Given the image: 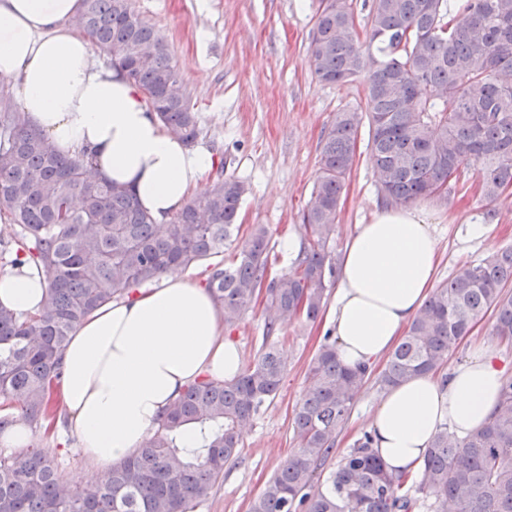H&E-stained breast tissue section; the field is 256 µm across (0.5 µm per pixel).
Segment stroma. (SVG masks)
<instances>
[{
  "instance_id": "obj_1",
  "label": "stroma",
  "mask_w": 512,
  "mask_h": 512,
  "mask_svg": "<svg viewBox=\"0 0 512 512\" xmlns=\"http://www.w3.org/2000/svg\"><path fill=\"white\" fill-rule=\"evenodd\" d=\"M318 0H133L134 8L167 38L198 117L197 146L208 150L223 173L245 185L238 212L242 231L266 225L278 261L271 273L291 271L296 251L286 240L302 242L301 214L313 190L320 145L336 113L364 111L363 78L342 85L319 82L308 59L309 34ZM382 201L368 146L360 128L354 164L340 198L336 231L328 243L341 258L357 225L367 223ZM437 240L439 264L435 284L501 248L512 247V188L497 201L483 200L475 183L452 192L447 200L424 203ZM494 209L490 237L471 241L467 225L482 223ZM269 312L257 300L229 326L228 336L251 362L263 338H271L287 359L279 393L242 428L239 452L224 466V480L196 512H249L266 482L290 456L297 439L295 408L311 387L309 370L327 334L325 317L279 322L267 333ZM484 342L512 361V343L494 334L485 316L448 357V365L466 360L473 344ZM382 391L368 381L359 393L348 423L336 439L325 467L334 469L356 440L369 430L370 414ZM42 447L54 449L62 476L74 472L95 478L97 469L83 455L70 423L37 431Z\"/></svg>"
}]
</instances>
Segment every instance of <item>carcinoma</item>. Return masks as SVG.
Wrapping results in <instances>:
<instances>
[{
	"label": "carcinoma",
	"instance_id": "1",
	"mask_svg": "<svg viewBox=\"0 0 512 512\" xmlns=\"http://www.w3.org/2000/svg\"><path fill=\"white\" fill-rule=\"evenodd\" d=\"M353 0H319L308 52L329 85L365 78L363 112H338L322 141L319 175L302 212L306 241L293 269L267 280L268 229L257 224L234 257L209 265L206 287L233 323L259 296L279 321H314L336 275L327 243L351 173L355 141L368 120L379 192L394 205L448 197L475 170L484 199L512 186V0H372L366 40ZM73 26L120 63L158 119L189 146L198 118L169 45L132 0H83ZM88 156L63 157L32 129L0 86V213L19 227L15 261L46 270L43 309L26 318L0 305V432L15 416L51 430L62 353L77 323L100 306L224 256L238 240L245 185L218 174L162 230L125 189L88 175ZM512 247L469 264L441 284L377 375L386 389L437 371L487 313L495 335L512 340ZM286 361L272 343L231 382L188 385L137 452L73 489L56 454L32 445L0 451V512H195L224 479L241 423L274 398ZM373 368L341 365L327 337L313 359L312 390L295 409L298 448L253 500L251 512H512V378L493 420L464 437L444 427L421 465L423 484L391 474L364 433L319 484L336 436ZM197 436V447L183 435Z\"/></svg>",
	"mask_w": 512,
	"mask_h": 512
}]
</instances>
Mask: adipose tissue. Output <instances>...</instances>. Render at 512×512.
I'll return each instance as SVG.
<instances>
[{
	"label": "adipose tissue",
	"instance_id": "adipose-tissue-1",
	"mask_svg": "<svg viewBox=\"0 0 512 512\" xmlns=\"http://www.w3.org/2000/svg\"><path fill=\"white\" fill-rule=\"evenodd\" d=\"M81 7V0H0V78L16 83L20 110L59 153L91 154L93 176L130 191L166 226L204 189L212 157L168 129L119 64L96 61L71 24ZM437 265L423 208L385 205L358 225L328 317L342 365H375L400 341L430 297ZM47 288L33 264L12 267L0 272V305L35 314ZM241 368V351L225 337L224 312L206 286L166 273L78 323L63 352L59 395L79 448L105 468L138 450L186 385L230 382ZM506 370L480 345L447 375L389 387L370 420L373 449L388 471L415 470L441 427L463 436L488 424Z\"/></svg>",
	"mask_w": 512,
	"mask_h": 512
}]
</instances>
